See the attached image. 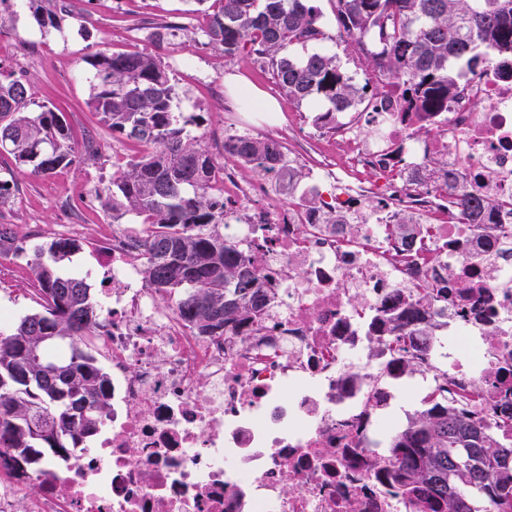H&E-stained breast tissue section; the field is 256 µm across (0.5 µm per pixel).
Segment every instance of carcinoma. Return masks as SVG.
Wrapping results in <instances>:
<instances>
[{
	"instance_id": "obj_1",
	"label": "carcinoma",
	"mask_w": 512,
	"mask_h": 512,
	"mask_svg": "<svg viewBox=\"0 0 512 512\" xmlns=\"http://www.w3.org/2000/svg\"><path fill=\"white\" fill-rule=\"evenodd\" d=\"M41 34L63 33L68 0H26ZM210 12L209 42L224 56L246 55L268 63L276 85L299 104L323 107L312 122L336 125V113L355 110L380 84L357 85L341 71L336 56L312 53L301 61L294 45L324 38L316 0H191ZM341 35L364 59L402 89V111L428 120L448 111L462 70H482L492 54L512 55V0H333ZM90 64L89 108L112 132L142 144L112 178L104 207L112 222L127 214L147 225L141 250L142 275L156 291L175 298L182 317L204 335L220 334L255 319L264 304L262 270L266 249L241 256L224 237L206 230L224 223V197L212 182L218 168L209 151L187 138L174 112L177 97L167 66L139 50L96 53ZM232 152L259 162L286 181L275 191H293L299 174L288 166L275 139L245 134L230 138ZM83 155L72 143L59 110L35 100L24 75L0 77V158L51 174ZM469 223L477 224L494 203L464 188L455 193ZM25 253L33 270L39 309L0 334V448H11L20 464L33 465L44 449L63 455L90 440L109 413L104 399L108 373L86 347L99 325L101 306L88 276L62 272L83 249L71 239L18 246L0 225V252ZM411 311L384 309L388 336H431L414 326ZM393 447V479L403 491L426 497L435 512H512V401L503 396L493 412L478 415L461 400L442 395L416 410Z\"/></svg>"
}]
</instances>
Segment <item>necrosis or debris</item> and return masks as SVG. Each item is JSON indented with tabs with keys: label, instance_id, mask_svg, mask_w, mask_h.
<instances>
[{
	"label": "necrosis or debris",
	"instance_id": "4bbe7bcc",
	"mask_svg": "<svg viewBox=\"0 0 512 512\" xmlns=\"http://www.w3.org/2000/svg\"><path fill=\"white\" fill-rule=\"evenodd\" d=\"M399 104L386 80L366 111L307 132L320 160L291 158L302 179L278 209L251 206L273 175L239 158L225 167L226 241L267 249L268 302L240 328L201 335L141 275L144 225H113L97 264L125 286L103 296L92 338L112 412L65 458L20 469L0 448V512L33 484L29 512H431L379 474L395 461L388 408L445 386L478 412L512 394V57L463 73L426 137L421 113ZM434 154L494 200L484 223L449 203ZM366 198L377 208L362 210ZM442 265L460 286L440 298ZM386 306L415 308L436 336L420 351L372 343Z\"/></svg>",
	"mask_w": 512,
	"mask_h": 512
}]
</instances>
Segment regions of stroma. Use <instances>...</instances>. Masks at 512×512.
Listing matches in <instances>:
<instances>
[{
	"label": "stroma",
	"instance_id": "stroma-1",
	"mask_svg": "<svg viewBox=\"0 0 512 512\" xmlns=\"http://www.w3.org/2000/svg\"><path fill=\"white\" fill-rule=\"evenodd\" d=\"M176 23L180 29L164 44H157V28ZM208 18L190 11L186 0H77L64 23L65 34L42 35L29 11L23 10L0 24V72L24 75L36 101L55 104L64 113L76 144L93 139L96 158L80 160L52 174L35 176L13 172V199L0 208V223L12 225L17 237L28 238V225L83 227L79 261L97 266L95 243L110 218L98 197L112 176L135 154L136 148L99 123L87 106L92 68L90 55L137 49L161 57L177 90L176 110L187 122L190 137L200 140L216 162L224 160L225 119L240 107L224 94V79L240 77L243 86L276 99L286 123L298 125L308 107L289 100L261 63L244 57H225L209 44L203 31ZM193 56L180 63V53ZM29 267L0 270V304L24 314L36 306Z\"/></svg>",
	"mask_w": 512,
	"mask_h": 512
}]
</instances>
